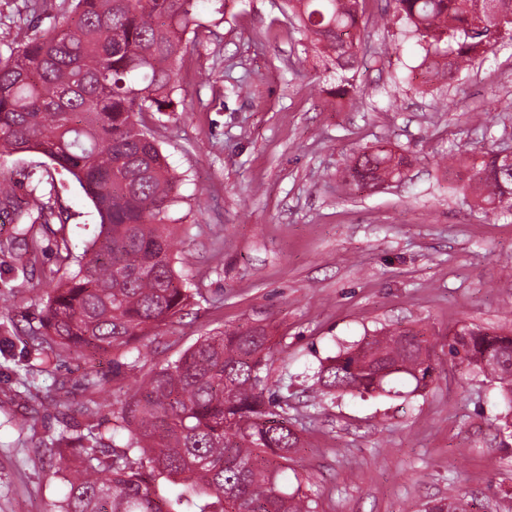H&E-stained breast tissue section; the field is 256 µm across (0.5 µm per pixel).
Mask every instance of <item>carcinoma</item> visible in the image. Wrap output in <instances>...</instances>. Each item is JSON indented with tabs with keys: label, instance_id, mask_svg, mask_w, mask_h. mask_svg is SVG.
<instances>
[{
	"label": "carcinoma",
	"instance_id": "carcinoma-1",
	"mask_svg": "<svg viewBox=\"0 0 512 512\" xmlns=\"http://www.w3.org/2000/svg\"><path fill=\"white\" fill-rule=\"evenodd\" d=\"M70 14L0 58V150L36 152L69 172L92 201L100 229L83 252L64 247L74 267L54 286L33 349L130 347L177 316L190 298L176 270L169 211L178 177L145 131L147 112L178 106L177 76L187 35L199 23L196 0H72ZM311 45L338 74L336 97L356 102L366 27L359 0H284ZM402 24L422 49L426 81L450 83L473 60L512 40V0H392L376 24ZM407 157L366 148L345 182L361 189L398 181ZM473 194L485 215H512V170L486 154L472 168ZM20 224L49 226L52 206L38 198L16 212ZM267 328L240 325L205 336L145 376L126 398L130 436L112 462L98 440L72 449L78 465L60 512H317L313 495L281 476L301 437L288 419L282 379H272ZM462 368L499 384L512 412V335L464 324L448 334ZM432 346L414 329L381 331L320 364L319 398L383 392L392 376L434 382ZM390 368L384 379L378 371ZM163 478L174 499L155 493ZM453 494L427 512H469Z\"/></svg>",
	"mask_w": 512,
	"mask_h": 512
}]
</instances>
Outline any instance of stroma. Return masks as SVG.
I'll use <instances>...</instances> for the list:
<instances>
[{
	"instance_id": "1",
	"label": "stroma",
	"mask_w": 512,
	"mask_h": 512,
	"mask_svg": "<svg viewBox=\"0 0 512 512\" xmlns=\"http://www.w3.org/2000/svg\"><path fill=\"white\" fill-rule=\"evenodd\" d=\"M279 2L198 0L178 75L184 105L144 116L180 178L169 214L192 297L145 337L138 364L120 348L28 346L52 274L70 273L61 244L81 252L99 217L47 158H0L17 202L39 195L62 217L34 229L36 259L23 268L10 249L18 227L0 212V512H59L69 462L51 457L52 442L92 434L111 460L129 438L122 405L143 376L200 337L255 322L269 327L271 372L288 385L304 439L283 482L317 496L319 512H423L452 485L473 512H512L498 385L448 353L451 327L512 329V217L486 219L466 187L483 151L512 146V41L429 87L420 48L372 24L387 0H364L373 61L355 76L356 104L341 107L334 69L306 51ZM61 9L62 0L35 10L0 0V56ZM377 143L408 157L404 179L348 186L344 168ZM383 328L425 329L438 379L421 392L397 379L393 396L313 406L320 362ZM90 371L99 385L86 383Z\"/></svg>"
}]
</instances>
